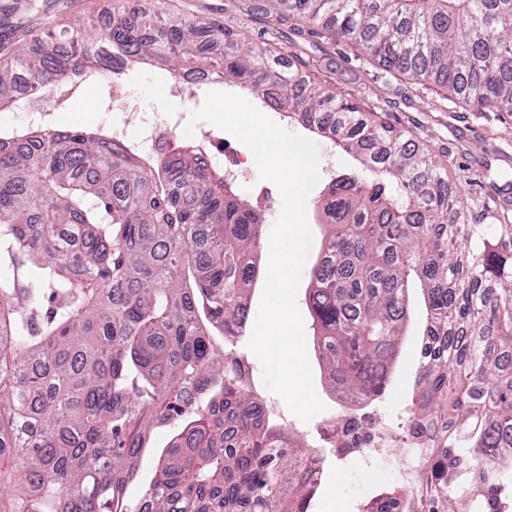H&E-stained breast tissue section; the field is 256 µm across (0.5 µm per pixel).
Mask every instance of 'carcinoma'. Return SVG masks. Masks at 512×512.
Here are the masks:
<instances>
[{
  "mask_svg": "<svg viewBox=\"0 0 512 512\" xmlns=\"http://www.w3.org/2000/svg\"><path fill=\"white\" fill-rule=\"evenodd\" d=\"M271 26L344 43L412 85L512 125V0H245ZM196 16L120 8L98 32L50 30L0 62L21 85L156 63L208 72L276 104L358 164L321 198L331 231L311 272L314 345L330 386L367 405L391 376L423 292L437 353L408 438L434 449L419 486L366 512H512V202L488 224L442 163L374 108ZM263 215L196 146L143 161L83 128L0 143V512H310L315 450L271 418L241 352ZM173 436L127 497L152 432Z\"/></svg>",
  "mask_w": 512,
  "mask_h": 512,
  "instance_id": "obj_1",
  "label": "carcinoma"
}]
</instances>
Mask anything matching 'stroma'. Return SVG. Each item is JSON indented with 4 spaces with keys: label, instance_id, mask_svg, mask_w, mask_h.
Instances as JSON below:
<instances>
[{
    "label": "stroma",
    "instance_id": "stroma-1",
    "mask_svg": "<svg viewBox=\"0 0 512 512\" xmlns=\"http://www.w3.org/2000/svg\"><path fill=\"white\" fill-rule=\"evenodd\" d=\"M117 2L125 10L140 12L150 10L153 0H0V57L32 46L34 38L43 31L63 27L77 16L107 19ZM163 8L242 31L254 43L269 41L286 45L294 52L289 63L295 70L321 54L333 56L336 73L331 80L332 87L375 104L395 126L408 130L429 149L446 156L449 181L461 188L474 205L473 221L481 219L480 207L489 187L479 182L467 183L468 170L491 166L499 173L497 184L503 194H512V126L501 123L495 115H480L455 107L443 100L434 86H415L396 80L384 68L356 57L346 46L327 45L285 26L278 30L269 28L263 15L243 13L240 0H164ZM202 104V99L189 98L187 91L177 87L174 77L156 69H143L133 74L124 100L113 102L112 88L106 83L92 84L64 104L57 114V124L62 130L92 129L117 119L127 122L129 133L136 136L154 113L175 110L187 115ZM224 141L247 164L236 185L243 196L261 205L265 213L262 233L270 235L282 210L280 192L273 183L259 180L253 154L246 145L230 135ZM316 144L320 180L308 196L306 213L313 239L318 242L325 227L317 203L328 184L339 175L353 172L355 164L329 140L320 138ZM422 352L423 325L415 311L400 342L391 383L379 400L368 405V413L388 425L405 422L416 397ZM310 365L315 391L327 412L308 422L294 416L290 422L309 444L320 447L319 434L326 415L341 412L344 403L333 393L318 360H311ZM322 457L324 476L313 499V512H357L360 504L382 491L405 484L404 471L414 451L407 446L381 448L339 461L330 451L323 450Z\"/></svg>",
    "mask_w": 512,
    "mask_h": 512
}]
</instances>
